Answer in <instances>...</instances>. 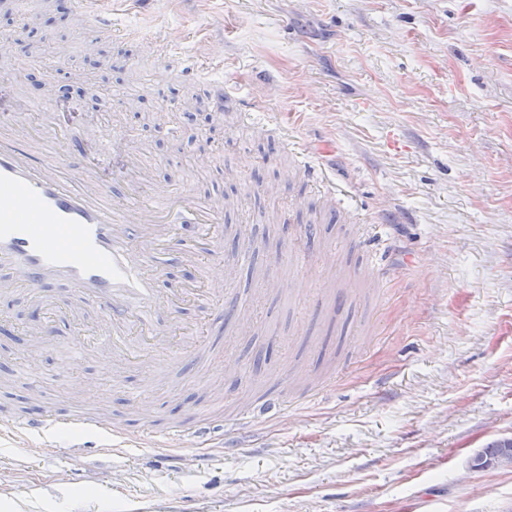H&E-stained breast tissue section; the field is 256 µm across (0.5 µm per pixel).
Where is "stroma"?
<instances>
[{
    "label": "stroma",
    "mask_w": 512,
    "mask_h": 512,
    "mask_svg": "<svg viewBox=\"0 0 512 512\" xmlns=\"http://www.w3.org/2000/svg\"><path fill=\"white\" fill-rule=\"evenodd\" d=\"M115 21L132 36L70 0H0V113L42 102L29 121L74 132L65 148L87 159L109 136L100 175L137 146L155 188L230 195L222 263L259 319L246 338L213 315L225 356L209 376L183 363L147 387L27 290L1 296L0 419L40 413L30 376L56 407L133 433L274 409L231 448L204 430L181 464L130 440L107 453L91 435L0 438V512H512V469L469 468L512 436V0H149ZM161 27L214 51L223 125L206 83L147 50L143 33ZM87 39L99 56L84 58ZM50 42L70 57L47 74L34 52ZM131 81L135 112L117 102ZM192 95L200 112L169 125L162 107ZM202 148L211 167L192 159ZM320 169L342 187L332 199L309 187ZM313 223L332 247L318 279L289 266L251 279L242 238L266 267ZM33 323L53 330L34 360Z\"/></svg>",
    "instance_id": "35a3bbf8"
}]
</instances>
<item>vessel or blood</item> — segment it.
I'll list each match as a JSON object with an SVG mask.
<instances>
[{
	"label": "vessel or blood",
	"mask_w": 512,
	"mask_h": 512,
	"mask_svg": "<svg viewBox=\"0 0 512 512\" xmlns=\"http://www.w3.org/2000/svg\"><path fill=\"white\" fill-rule=\"evenodd\" d=\"M72 7L114 37L129 34L113 21V0H73ZM147 38L159 63H177L185 80L209 73L210 61L185 52L181 39L163 30ZM65 136L63 129L45 123L42 149L33 153L23 113H0V268L10 272L0 278V293L24 288L40 305L44 285L65 284L85 303L105 311L100 324L104 342L111 346L113 360L132 369L144 368L149 355L160 357L171 350L158 314H176L185 301L204 311L217 303L228 312L239 310L234 297L216 296L210 288L219 258L221 212L183 188L119 193L91 162L72 163L57 156L52 146ZM186 227L193 240L178 258L199 268L202 281L162 290L161 260ZM181 347L184 356L206 365L209 352L196 325H184ZM209 422L208 416L199 415L191 424L164 433L145 428L139 443L179 446ZM65 430L110 440L118 436L107 420L85 413L61 415L49 408L34 418L0 423L1 435L19 438Z\"/></svg>",
	"instance_id": "obj_1"
}]
</instances>
